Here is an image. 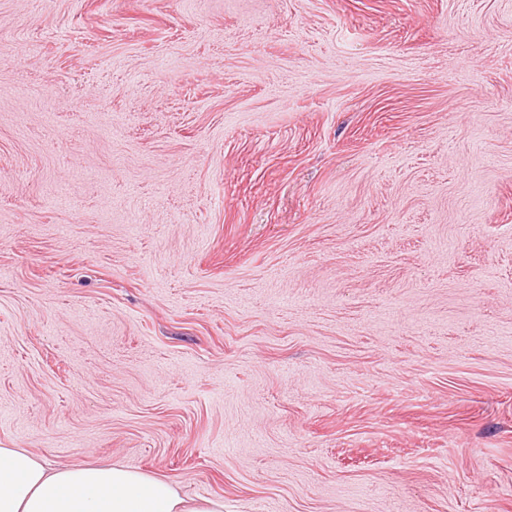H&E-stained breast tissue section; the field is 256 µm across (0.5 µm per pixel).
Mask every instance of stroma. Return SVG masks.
<instances>
[{
  "mask_svg": "<svg viewBox=\"0 0 512 512\" xmlns=\"http://www.w3.org/2000/svg\"><path fill=\"white\" fill-rule=\"evenodd\" d=\"M0 446L512 512V0H0Z\"/></svg>",
  "mask_w": 512,
  "mask_h": 512,
  "instance_id": "stroma-1",
  "label": "stroma"
}]
</instances>
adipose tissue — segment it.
I'll return each instance as SVG.
<instances>
[{
  "mask_svg": "<svg viewBox=\"0 0 512 512\" xmlns=\"http://www.w3.org/2000/svg\"><path fill=\"white\" fill-rule=\"evenodd\" d=\"M0 512H224V501L190 502L175 483L121 466H55L0 448Z\"/></svg>",
  "mask_w": 512,
  "mask_h": 512,
  "instance_id": "obj_1",
  "label": "adipose tissue"
}]
</instances>
